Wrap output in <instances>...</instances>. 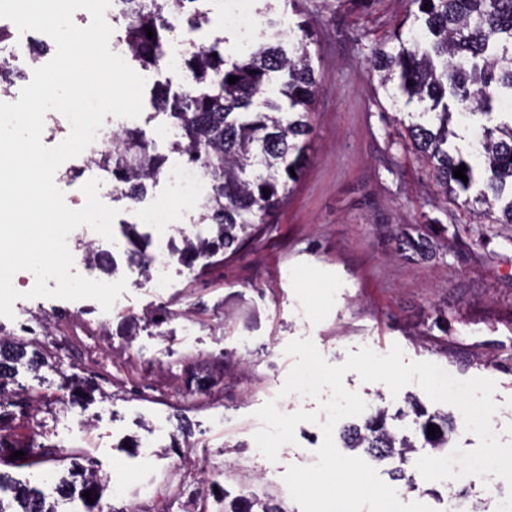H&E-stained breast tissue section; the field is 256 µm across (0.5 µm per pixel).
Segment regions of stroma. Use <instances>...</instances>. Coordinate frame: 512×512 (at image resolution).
I'll use <instances>...</instances> for the list:
<instances>
[{
	"label": "stroma",
	"mask_w": 512,
	"mask_h": 512,
	"mask_svg": "<svg viewBox=\"0 0 512 512\" xmlns=\"http://www.w3.org/2000/svg\"><path fill=\"white\" fill-rule=\"evenodd\" d=\"M209 25L177 28L172 54L185 40L237 45L215 0ZM304 20L320 78L312 103L309 157L286 205L260 235L224 262L186 269L171 260L182 235L205 236L197 208L174 192L169 173L183 167L170 152L174 131L165 115L145 104L136 120L166 154L167 176L142 206H165L167 224H139L150 255L169 256L161 283L115 250L117 277L127 290L109 316L96 301L25 298L13 318L0 317V338L37 340L56 354L53 366H19L14 389L40 387L32 420L19 421L18 436L51 446L52 479L42 466L12 469L14 478L37 486L61 512H155L170 482L184 490L170 512H224L225 498L257 497L281 512H300L281 477L292 464L308 465L323 439L304 422L296 444L283 446L276 462L256 449L255 411L276 400L281 412L313 411L314 399L279 397L294 362L284 353L296 338H311L328 363L367 346L384 354L399 344L407 359L430 361L454 377H486L496 383L499 409L492 418L501 442L512 441V225L472 221L461 204L438 194L429 167L403 138L404 104L380 88L371 50L401 25L408 0H378L364 9L357 0H303ZM434 248L406 249L405 236ZM167 311L155 325L151 313ZM207 375L204 393L186 394L184 371ZM95 378L97 390L72 397L64 376ZM367 413H396L405 396L421 408L458 416L453 406L432 402L417 384L392 398L380 383L356 373L344 378ZM89 455L106 486L94 509L75 489L60 486L74 458ZM280 477L267 483L265 471ZM381 479L402 502H422L441 512L447 482L425 481L414 463L375 462ZM128 480L108 484L115 470Z\"/></svg>",
	"instance_id": "35a3bbf8"
}]
</instances>
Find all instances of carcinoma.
Wrapping results in <instances>:
<instances>
[{
  "instance_id": "1",
  "label": "carcinoma",
  "mask_w": 512,
  "mask_h": 512,
  "mask_svg": "<svg viewBox=\"0 0 512 512\" xmlns=\"http://www.w3.org/2000/svg\"><path fill=\"white\" fill-rule=\"evenodd\" d=\"M127 23L124 42L131 57L145 71L164 66L171 17L180 16L192 29L209 22L202 0H124ZM429 9H423L424 5ZM416 11L408 30L398 29L372 51L382 88H391L393 101L415 105L407 112L406 130L412 147L431 166L439 191L471 208L499 207L495 224H512V112H500L512 98V0H409ZM271 3L257 10L263 17L262 40L228 51L223 39L209 45H191L181 58L184 84L170 95L165 84H155L156 113L171 119L179 139L173 151L187 157L211 182L212 192L198 207L199 224L212 225L209 238L184 236L174 253L188 269L199 260L232 256L273 222L285 206L306 159L311 105L317 87L310 46L312 32L296 23L299 34L283 40L284 20L273 18ZM152 37H147V30ZM238 78L236 83L229 77ZM18 77L15 65L0 58V92ZM479 116L466 146H449L460 135L455 117ZM95 165L112 178L118 198L133 212L164 174L165 156L156 151L143 130L126 126L112 140V153ZM465 166L467 181L453 177ZM269 190L265 194L262 189ZM129 259L143 272L151 256L141 242L138 224L126 222ZM54 355L40 343L0 340V407L4 400L25 414L38 390L19 392L14 384L17 366L37 369L50 365ZM437 433L427 435V426ZM0 467L43 463L38 444L1 434ZM453 420L431 414L421 425L424 442L436 453L448 447ZM346 447L376 460L396 458L405 464L416 445L387 425L381 408L360 425L342 431ZM15 451L24 459L9 460ZM13 512H55L34 488L15 495Z\"/></svg>"
}]
</instances>
